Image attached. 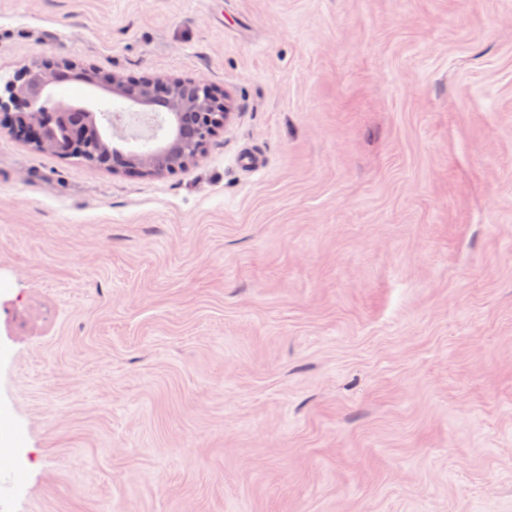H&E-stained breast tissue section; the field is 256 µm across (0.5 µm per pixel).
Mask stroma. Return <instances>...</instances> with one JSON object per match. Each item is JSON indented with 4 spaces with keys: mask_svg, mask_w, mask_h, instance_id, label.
Instances as JSON below:
<instances>
[{
    "mask_svg": "<svg viewBox=\"0 0 512 512\" xmlns=\"http://www.w3.org/2000/svg\"><path fill=\"white\" fill-rule=\"evenodd\" d=\"M53 59L231 115L159 176L0 130V512H512V0H0Z\"/></svg>",
    "mask_w": 512,
    "mask_h": 512,
    "instance_id": "35a3bbf8",
    "label": "stroma"
}]
</instances>
